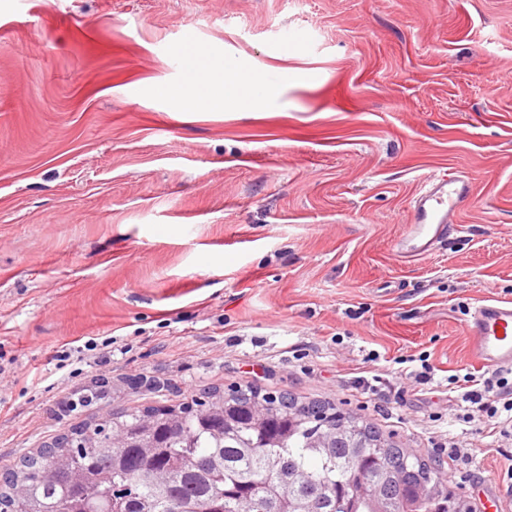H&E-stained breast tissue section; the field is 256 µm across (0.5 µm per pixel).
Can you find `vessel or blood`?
Instances as JSON below:
<instances>
[{
    "label": "vessel or blood",
    "mask_w": 512,
    "mask_h": 512,
    "mask_svg": "<svg viewBox=\"0 0 512 512\" xmlns=\"http://www.w3.org/2000/svg\"><path fill=\"white\" fill-rule=\"evenodd\" d=\"M468 183L443 176L426 182L412 205V222L393 245L402 258L419 259L448 240L454 227L451 217L469 206ZM469 356L486 368L512 366V302L488 300L478 305L467 325Z\"/></svg>",
    "instance_id": "b4317fda"
}]
</instances>
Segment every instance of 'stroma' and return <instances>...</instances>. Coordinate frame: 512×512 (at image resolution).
Segmentation results:
<instances>
[{"label":"stroma","mask_w":512,"mask_h":512,"mask_svg":"<svg viewBox=\"0 0 512 512\" xmlns=\"http://www.w3.org/2000/svg\"><path fill=\"white\" fill-rule=\"evenodd\" d=\"M188 40L279 97L188 117L153 97ZM434 175L472 202L407 262ZM492 298L512 301V0H0V470L91 415L240 387L429 461L455 438L469 471L438 469L466 512H512L505 441L464 430L448 383L485 375L467 322ZM361 371L398 403L375 410ZM356 378L358 379L357 384H359L360 386L363 385V387H365V392H370L372 396L376 397V399L379 401V408H387H384V406L381 405L380 403H384L386 405L393 403L392 398L395 399L396 395L399 392V390H396L394 384H392L389 380L383 379L379 375H374L372 380L376 383H379L380 385L372 384L371 382L368 381V379H366L363 376Z\"/></svg>","instance_id":"1"}]
</instances>
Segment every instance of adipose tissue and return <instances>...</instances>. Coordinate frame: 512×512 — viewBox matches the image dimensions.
<instances>
[{
	"label": "adipose tissue",
	"instance_id": "obj_1",
	"mask_svg": "<svg viewBox=\"0 0 512 512\" xmlns=\"http://www.w3.org/2000/svg\"><path fill=\"white\" fill-rule=\"evenodd\" d=\"M186 71L178 86L155 87L156 95L179 104L185 113L221 110L257 112L278 95L257 69L224 60L217 65L209 52L197 45H186Z\"/></svg>",
	"mask_w": 512,
	"mask_h": 512
}]
</instances>
